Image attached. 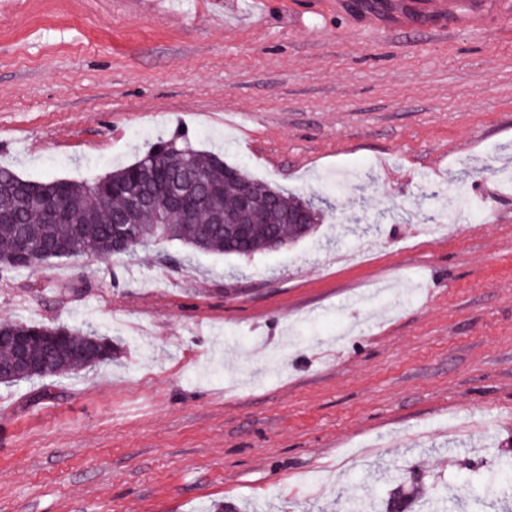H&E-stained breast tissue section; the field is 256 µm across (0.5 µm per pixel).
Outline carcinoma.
Listing matches in <instances>:
<instances>
[{
    "label": "carcinoma",
    "mask_w": 512,
    "mask_h": 512,
    "mask_svg": "<svg viewBox=\"0 0 512 512\" xmlns=\"http://www.w3.org/2000/svg\"><path fill=\"white\" fill-rule=\"evenodd\" d=\"M175 148L177 140L159 136L133 163L82 181H31L20 177L11 167L0 165V180L16 187L14 195L0 197V210L18 216L16 223H0V271L34 267L48 260L43 255V248L45 244L57 240L71 243V252L67 254L69 258H108L115 255L112 225L120 216L129 213L128 190L135 187L137 172L144 166L172 162ZM182 150V160L204 182L224 183L226 174L234 172L270 192L276 205L248 215L251 235L246 240L238 241L224 230V225L212 222L208 208L199 211L203 226L199 232L193 226L181 223L177 216L166 213V201L158 196L150 206L129 213L133 242L126 253L130 254L156 238H165L199 251L250 260L267 251L268 241L275 236L287 246L305 238L295 225L283 223L281 217L308 202V199L290 197L216 154L199 151L190 145L182 147ZM46 197L55 199L59 209L70 217L71 223L43 222L39 201ZM20 234L27 235L31 241V253L27 259L18 257L14 250V241ZM21 336H30L32 340L27 362L18 365L15 362V342ZM110 360L112 339L96 330L77 334L65 325L46 326L0 320V384L13 385L59 377ZM511 487L512 459L500 457L493 460L486 470L480 493L470 498H460L446 492H430L417 500V512H461L464 508L471 509V512H485ZM336 504L341 512H411L412 501L397 486L383 507L372 499L348 498L341 492L336 495Z\"/></svg>",
    "instance_id": "cac0c4a2"
}]
</instances>
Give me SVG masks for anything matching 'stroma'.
<instances>
[{"label": "stroma", "mask_w": 512, "mask_h": 512, "mask_svg": "<svg viewBox=\"0 0 512 512\" xmlns=\"http://www.w3.org/2000/svg\"><path fill=\"white\" fill-rule=\"evenodd\" d=\"M400 2L0 13V164L22 178L88 179L176 132L331 205L248 261L159 241L0 273V319L114 342L0 385V512H332L413 462L407 487L464 498L512 454V32ZM461 187L479 212L425 237Z\"/></svg>", "instance_id": "1"}]
</instances>
